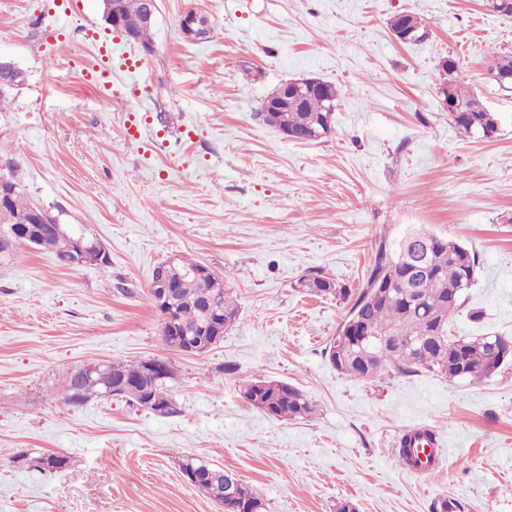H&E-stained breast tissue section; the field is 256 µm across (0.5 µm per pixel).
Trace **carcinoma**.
<instances>
[{"label":"carcinoma","instance_id":"obj_1","mask_svg":"<svg viewBox=\"0 0 512 512\" xmlns=\"http://www.w3.org/2000/svg\"><path fill=\"white\" fill-rule=\"evenodd\" d=\"M412 30L411 43L423 41L427 33L423 21L414 14H404ZM455 60L447 59L439 67L441 82L438 89L461 105V111L448 117L450 124L464 137L493 138L499 127L495 113L489 111L480 96L466 89L457 73ZM492 80L503 90L512 89V52L492 58L488 65ZM340 95L314 92L288 112H280L273 126L287 128L295 142L319 140L320 121L336 111ZM0 183V235L8 238L13 233L36 238L37 246L51 250L69 264H79L76 244L94 254L92 265L109 264L108 254L101 244L83 236L67 234L50 210H45L39 223L34 216L35 205L26 193L10 164ZM420 260L404 249V243L391 252L381 244L375 255L367 280L362 285L353 305L326 349L330 364L336 371L358 380H369L394 370L404 376L430 373L454 379L479 381L498 372L502 364L489 360L491 345L501 342L512 345V340L500 335L455 336L450 331V319L464 303V293L473 285L468 273H477V256L461 244L443 236H435L425 254L426 272L410 287L407 278L413 265ZM298 287L312 295L341 296L346 289L320 272H313L298 281ZM169 336L167 346L184 354H202L224 340V329L237 319L238 306L224 286V279L215 273L190 275L171 289L168 308ZM387 336L385 346L375 337ZM175 379L172 365L163 370L151 367V359L134 363L109 362L101 364V372L91 376L73 370L65 378L62 400L71 407H82L92 398L111 394L109 387L121 385L119 396L132 404L141 405L145 398L162 393L165 400L148 408L158 416L179 413L172 393ZM240 393L249 405L277 419L304 418L312 412L307 397L296 387L282 381L252 378L240 382ZM421 435L433 440V434L407 433L400 439L399 458L415 465L409 453L414 438ZM181 471L202 472L213 480L222 481L232 472L211 466L208 462L186 457L180 463ZM235 507L228 512H265V503L248 484Z\"/></svg>","mask_w":512,"mask_h":512}]
</instances>
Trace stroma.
Instances as JSON below:
<instances>
[{"mask_svg":"<svg viewBox=\"0 0 512 512\" xmlns=\"http://www.w3.org/2000/svg\"><path fill=\"white\" fill-rule=\"evenodd\" d=\"M151 51L102 18L101 0H0V56L26 82L0 111V164L68 234L100 242L108 268L18 245L0 265V512H222L185 479L196 455L254 488L265 512H512V360L479 382L392 373L366 382L325 352L374 261L422 228L479 260L451 319L459 336H512V92L489 60L512 52V17L482 0H158ZM207 41H185L188 8ZM427 37L395 42L396 13ZM103 80L85 73L101 43ZM499 117L495 138L448 122L437 67ZM316 76L340 91L334 131L294 143L255 114L282 82ZM137 136H130V129ZM177 255L224 276L239 313L201 355L171 352L147 299ZM320 271L348 298L297 288ZM483 311L471 320L472 309ZM171 360L179 413L119 397L74 408L60 389L92 361ZM301 389L314 411L276 419L242 380ZM432 430L441 462L401 467L397 441ZM70 456L45 474L25 452ZM209 19L196 10L189 9L180 18L179 28L186 41H200L209 37Z\"/></svg>","mask_w":512,"mask_h":512,"instance_id":"35a3bbf8","label":"stroma"}]
</instances>
